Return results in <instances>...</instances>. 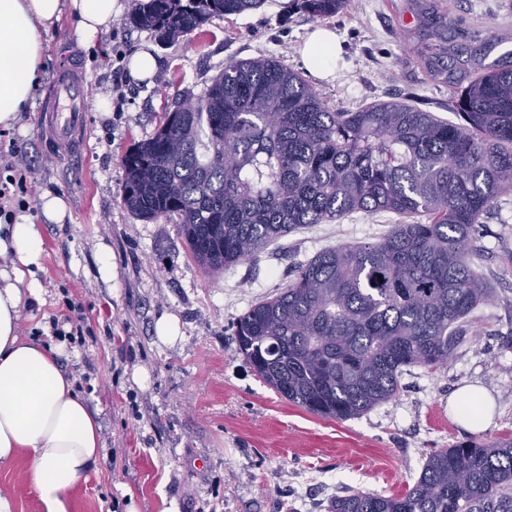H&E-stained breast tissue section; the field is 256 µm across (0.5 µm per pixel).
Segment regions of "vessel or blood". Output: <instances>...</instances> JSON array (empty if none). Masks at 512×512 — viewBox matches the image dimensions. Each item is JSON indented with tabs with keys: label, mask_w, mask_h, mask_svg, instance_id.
Listing matches in <instances>:
<instances>
[{
	"label": "vessel or blood",
	"mask_w": 512,
	"mask_h": 512,
	"mask_svg": "<svg viewBox=\"0 0 512 512\" xmlns=\"http://www.w3.org/2000/svg\"><path fill=\"white\" fill-rule=\"evenodd\" d=\"M88 87L75 68L60 70L42 105L47 147L68 142L85 123Z\"/></svg>",
	"instance_id": "1"
}]
</instances>
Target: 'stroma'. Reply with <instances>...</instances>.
Listing matches in <instances>:
<instances>
[{
  "label": "stroma",
  "mask_w": 512,
  "mask_h": 512,
  "mask_svg": "<svg viewBox=\"0 0 512 512\" xmlns=\"http://www.w3.org/2000/svg\"><path fill=\"white\" fill-rule=\"evenodd\" d=\"M438 3L453 20L445 33L450 44L486 64L501 60L503 39L512 40V0ZM415 9L416 0H352L313 19L292 0H266L170 43L125 14L91 44L79 40L71 16L43 32L46 51L32 97L9 137L32 158L33 194L63 196L70 218L51 224L37 207L28 211L43 242L36 272L43 300L26 305L22 319L28 332L46 331L49 319L69 316V303L86 305L85 336L67 343L63 364L89 374L84 397L112 450L69 493V512H328L351 489L405 492L431 450L512 433V196L478 228L481 256L473 270L493 297L465 323L448 367L409 368L396 398L347 421L312 415L269 389L239 354L234 324L285 288L299 265L331 247L381 240L396 216L357 212L299 227L212 275L189 256L176 224L141 220L121 202V157L153 135L163 113L183 96L203 95L232 60L273 55L305 72L300 49L319 26L344 45L333 76L314 82L333 109L410 100L455 120L452 88L429 76L406 40ZM144 47L159 61L153 82L127 80L123 109H101L100 99L112 96L119 56ZM66 65L81 70L88 86V118L69 160L46 148L41 113L45 92ZM103 245L113 266L107 280L98 271ZM165 315L180 325L171 344L155 334ZM468 383L485 388L496 405L492 425L476 434L448 413L449 396ZM30 465L22 452L0 468V491L15 498L17 512H43Z\"/></svg>",
  "instance_id": "stroma-1"
}]
</instances>
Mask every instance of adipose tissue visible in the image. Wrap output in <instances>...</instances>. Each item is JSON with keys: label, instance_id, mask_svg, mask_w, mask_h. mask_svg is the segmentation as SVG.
Here are the masks:
<instances>
[{"label": "adipose tissue", "instance_id": "adipose-tissue-1", "mask_svg": "<svg viewBox=\"0 0 512 512\" xmlns=\"http://www.w3.org/2000/svg\"><path fill=\"white\" fill-rule=\"evenodd\" d=\"M124 9L122 0H0V127L12 128L31 96L41 61L43 29L69 14L82 42L109 30ZM342 46L335 33L314 30L301 56L317 78L330 77ZM0 468L19 452L33 460L30 484L45 512H67V494L101 457V426L79 394L76 378L61 363L63 349L19 333L27 299L38 298L35 278L43 246L28 215L0 225ZM494 400L481 387L466 386L448 400L463 427L487 428Z\"/></svg>", "mask_w": 512, "mask_h": 512}]
</instances>
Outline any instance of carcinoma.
Listing matches in <instances>:
<instances>
[{"label":"carcinoma","mask_w":512,"mask_h":512,"mask_svg":"<svg viewBox=\"0 0 512 512\" xmlns=\"http://www.w3.org/2000/svg\"><path fill=\"white\" fill-rule=\"evenodd\" d=\"M130 22L160 42L265 0H135ZM351 0H299L314 18ZM420 57L450 84L448 122L407 101L332 109L273 56L232 60L198 105L177 104L121 158V202L178 224L189 255L219 273L302 224L353 212L402 221L376 243L337 246L235 323L238 351L282 399L348 420L392 400L409 367L448 366L462 324L491 288L472 271L477 225L512 194V65L448 54L446 16L424 6ZM449 57L450 66L440 65ZM330 512H512V435L428 453L405 493L349 490Z\"/></svg>","instance_id":"carcinoma-1"}]
</instances>
